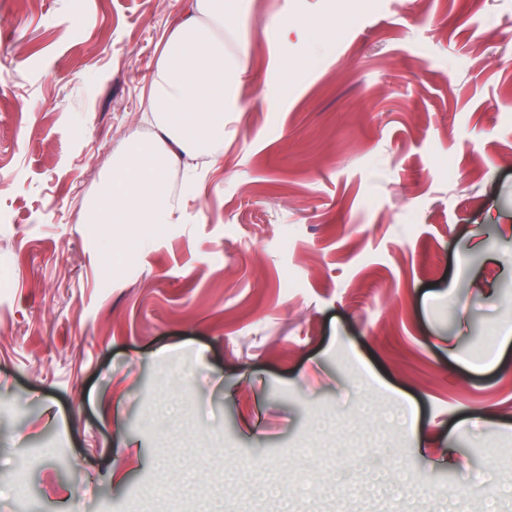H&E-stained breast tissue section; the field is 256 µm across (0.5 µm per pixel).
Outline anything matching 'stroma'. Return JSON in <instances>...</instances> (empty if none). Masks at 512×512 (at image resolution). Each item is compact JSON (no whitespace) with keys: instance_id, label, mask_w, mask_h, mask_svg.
<instances>
[{"instance_id":"1","label":"stroma","mask_w":512,"mask_h":512,"mask_svg":"<svg viewBox=\"0 0 512 512\" xmlns=\"http://www.w3.org/2000/svg\"><path fill=\"white\" fill-rule=\"evenodd\" d=\"M188 3L0 0V512H512V0H240L222 159L110 278ZM296 25L302 29L307 36V54L304 57L295 59V65L302 66L306 64L308 57L322 42L336 32V17L330 11H322L314 17L299 19Z\"/></svg>"}]
</instances>
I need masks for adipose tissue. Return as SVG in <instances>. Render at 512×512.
<instances>
[{"label": "adipose tissue", "instance_id": "1", "mask_svg": "<svg viewBox=\"0 0 512 512\" xmlns=\"http://www.w3.org/2000/svg\"><path fill=\"white\" fill-rule=\"evenodd\" d=\"M235 0H191L161 50L148 95L156 131L129 141L96 197L85 206L90 224L120 226L121 236L148 243L155 229L176 221L168 189L176 166L192 168L224 143V114L238 76L224 50V25Z\"/></svg>", "mask_w": 512, "mask_h": 512}]
</instances>
